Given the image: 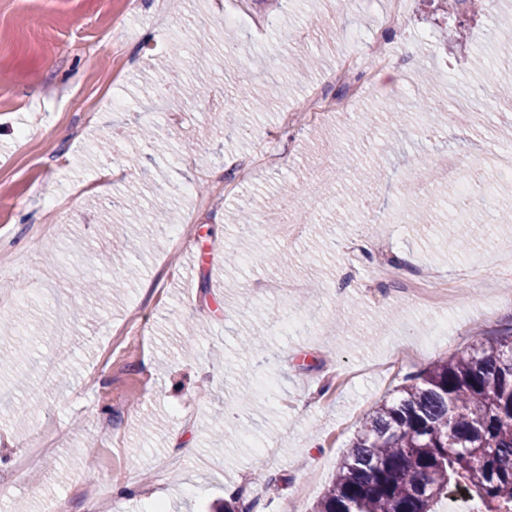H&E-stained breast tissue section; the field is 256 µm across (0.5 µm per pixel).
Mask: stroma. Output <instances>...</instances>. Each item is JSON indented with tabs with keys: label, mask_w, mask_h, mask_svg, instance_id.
Instances as JSON below:
<instances>
[{
	"label": "stroma",
	"mask_w": 512,
	"mask_h": 512,
	"mask_svg": "<svg viewBox=\"0 0 512 512\" xmlns=\"http://www.w3.org/2000/svg\"><path fill=\"white\" fill-rule=\"evenodd\" d=\"M232 7L241 21L229 26L222 0H181L177 13L169 0H0V323L14 326L0 339V392L15 395L0 402V437L13 440L0 446V512H51L59 498L67 512H99L102 495L113 512H153L154 490L168 512H208L229 486L252 512H286L295 496L311 512L372 406L405 376L512 325V305L469 277L512 267V224L452 246L471 195L512 205V180L483 162L512 143V106L485 80L501 62L512 85V0L449 16L467 32L461 43L441 40L428 0H407L395 25L386 0ZM380 44L392 60L372 77L364 54ZM175 54L188 62L176 76L165 68ZM304 54L315 68L282 67ZM346 63L357 79L350 98L339 82ZM176 78L234 99L231 119L216 123L222 108L179 99L173 113L157 111V92ZM273 80L283 96L266 97ZM434 94L447 111L419 112ZM461 104L467 125H450ZM145 124L155 139H140ZM448 153L470 159V194L437 179L428 226L389 224L418 200L403 193L417 157ZM326 161L338 176L309 202L302 188ZM105 167L116 172L109 199L142 198L122 224L85 192ZM366 171L369 197L351 196ZM272 195L287 207H265ZM156 204L173 213L164 235L148 222ZM245 204L266 224L255 252L278 254L283 267L225 264ZM278 224L304 230L287 241ZM374 224L389 227L385 251L366 243ZM116 244L127 284L91 310L81 281L111 288L97 256ZM416 269L454 281L445 315L407 297ZM187 320L201 331L190 350ZM251 336L263 355L240 354ZM405 348L413 359L390 375L367 373ZM117 482L135 493L114 497Z\"/></svg>",
	"instance_id": "stroma-1"
}]
</instances>
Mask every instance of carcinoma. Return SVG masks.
<instances>
[{
  "label": "carcinoma",
  "instance_id": "carcinoma-1",
  "mask_svg": "<svg viewBox=\"0 0 512 512\" xmlns=\"http://www.w3.org/2000/svg\"><path fill=\"white\" fill-rule=\"evenodd\" d=\"M452 484L512 512V327L406 377L312 512H434Z\"/></svg>",
  "mask_w": 512,
  "mask_h": 512
}]
</instances>
